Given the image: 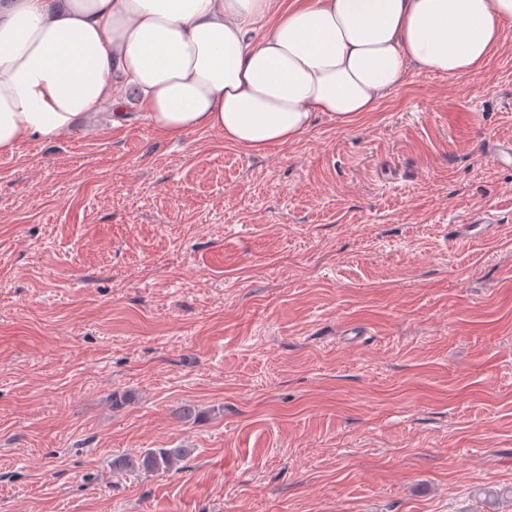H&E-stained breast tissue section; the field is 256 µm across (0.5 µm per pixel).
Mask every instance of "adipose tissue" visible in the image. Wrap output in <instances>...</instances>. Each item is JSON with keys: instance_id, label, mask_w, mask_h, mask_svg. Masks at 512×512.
<instances>
[{"instance_id": "obj_1", "label": "adipose tissue", "mask_w": 512, "mask_h": 512, "mask_svg": "<svg viewBox=\"0 0 512 512\" xmlns=\"http://www.w3.org/2000/svg\"><path fill=\"white\" fill-rule=\"evenodd\" d=\"M508 24L512 0H0V154L122 113L132 87L167 138L262 155L374 111L410 67L478 71Z\"/></svg>"}]
</instances>
